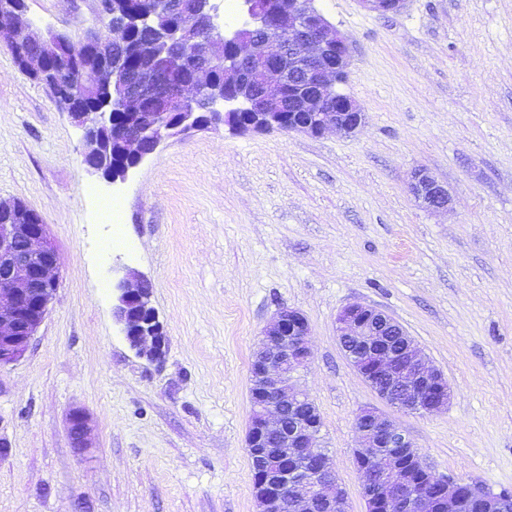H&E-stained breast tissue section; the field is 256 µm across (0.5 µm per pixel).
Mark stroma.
Segmentation results:
<instances>
[{
	"instance_id": "obj_1",
	"label": "stroma",
	"mask_w": 512,
	"mask_h": 512,
	"mask_svg": "<svg viewBox=\"0 0 512 512\" xmlns=\"http://www.w3.org/2000/svg\"><path fill=\"white\" fill-rule=\"evenodd\" d=\"M27 6L42 25L110 35L98 0ZM318 6L349 41L354 133L220 126L116 184L87 171L80 129L0 48V198L42 216L60 276L24 357L0 368V512H259L250 362L282 308L310 323L300 382L350 512H364L353 449L367 407L435 476L512 493V0ZM417 168L447 187L448 209L415 202ZM113 196L116 245L99 209ZM116 267L153 284L162 361L136 355L112 318ZM352 303L402 325L447 379L446 409L409 414L374 393L336 336ZM75 408L91 419L82 454ZM68 424L73 447L77 452L83 453L87 448H91V425L86 414L79 409L73 410L70 413Z\"/></svg>"
}]
</instances>
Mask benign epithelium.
<instances>
[{"label":"benign epithelium","instance_id":"benign-epithelium-1","mask_svg":"<svg viewBox=\"0 0 512 512\" xmlns=\"http://www.w3.org/2000/svg\"><path fill=\"white\" fill-rule=\"evenodd\" d=\"M158 8L191 21L181 29L195 46L199 67L186 78L170 65L171 38L152 43L151 62L135 79L112 62V49L128 42L131 25L148 17H116L105 24L116 33L102 40L89 30L78 51L66 34L41 28L25 0L0 5V44L30 78L53 89L61 82L49 68L64 54L77 62L76 88L58 96L61 108L83 131L82 162L88 171L115 184L166 141L220 124L240 134L279 131L319 136L330 128L352 133L365 113L348 96L335 92L349 65L346 38L314 6V0H288V14L271 19L268 0H242L249 24L264 32L243 36V26L224 32L230 49L224 69L245 75L242 88L223 96L214 87V47L219 31L210 19L212 0H154ZM378 14L400 11L405 0H358ZM288 67H283V61ZM157 112L146 118L144 104ZM124 112L129 123L112 127ZM410 189L430 210L448 207V190L424 170L412 172ZM0 367L20 360L50 312L59 288L57 248L38 212L20 199H0ZM153 284L127 269L112 280V316L135 353L149 361L164 357L166 334L152 305ZM346 357L377 396L408 413H433L448 406L451 390L444 375L429 367L415 341L391 316L350 304L336 318ZM310 325L300 312L279 311L266 325L250 364L252 418L248 454L256 470L254 497L261 512H349L347 495L330 469L322 446V418L299 385L310 360ZM359 436L354 458L363 476L365 512H467L473 499L484 512H508L512 498L432 475L402 428L375 408L356 417ZM73 447H90L91 425L75 409L69 416ZM421 472L415 480L411 470Z\"/></svg>","mask_w":512,"mask_h":512}]
</instances>
